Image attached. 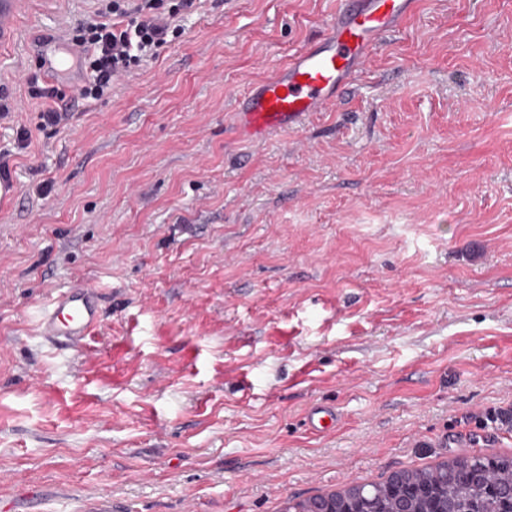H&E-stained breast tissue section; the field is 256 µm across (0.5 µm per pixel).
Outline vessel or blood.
<instances>
[{"label":"vessel or blood","instance_id":"b4317fda","mask_svg":"<svg viewBox=\"0 0 512 512\" xmlns=\"http://www.w3.org/2000/svg\"><path fill=\"white\" fill-rule=\"evenodd\" d=\"M417 5L418 0H344L321 35L270 77L248 87L235 109L239 130L260 140L327 111L367 67L383 38L399 31ZM101 321L97 288L82 285L52 299L39 326L53 343L79 346Z\"/></svg>","mask_w":512,"mask_h":512}]
</instances>
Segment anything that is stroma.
<instances>
[{"label": "stroma", "mask_w": 512, "mask_h": 512, "mask_svg": "<svg viewBox=\"0 0 512 512\" xmlns=\"http://www.w3.org/2000/svg\"><path fill=\"white\" fill-rule=\"evenodd\" d=\"M0 29V512H278L459 455L512 457V0H420L334 106L232 110L340 0H196L183 33L41 126L92 0ZM103 321L40 335L65 288ZM334 407L335 428L304 423ZM101 321L98 289L82 285L52 299L39 326L42 336L55 344L80 346Z\"/></svg>", "instance_id": "35a3bbf8"}]
</instances>
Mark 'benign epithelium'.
<instances>
[{
  "mask_svg": "<svg viewBox=\"0 0 512 512\" xmlns=\"http://www.w3.org/2000/svg\"><path fill=\"white\" fill-rule=\"evenodd\" d=\"M469 456L465 464L454 470H443L434 482L416 483L408 471L391 475V479L373 496L364 494L359 486H350L340 493H318L307 499L304 507L286 498L281 512H458L455 502L448 500V480L482 489V498L473 502L471 512H487L493 504L494 512H512V483L507 485L490 478L489 470Z\"/></svg>",
  "mask_w": 512,
  "mask_h": 512,
  "instance_id": "1",
  "label": "benign epithelium"
}]
</instances>
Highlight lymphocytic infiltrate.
Listing matches in <instances>:
<instances>
[{
  "mask_svg": "<svg viewBox=\"0 0 512 512\" xmlns=\"http://www.w3.org/2000/svg\"><path fill=\"white\" fill-rule=\"evenodd\" d=\"M194 0H97L94 19L81 24L71 44L91 72L88 82L73 86L82 99H100L113 78L131 73L167 42L180 36L173 21Z\"/></svg>",
  "mask_w": 512,
  "mask_h": 512,
  "instance_id": "f902f5d3",
  "label": "lymphocytic infiltrate"
}]
</instances>
